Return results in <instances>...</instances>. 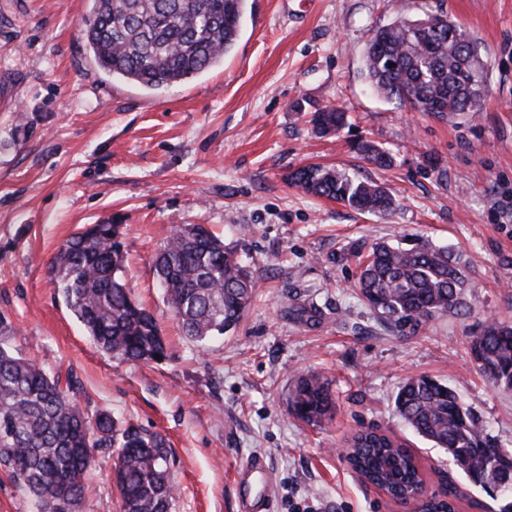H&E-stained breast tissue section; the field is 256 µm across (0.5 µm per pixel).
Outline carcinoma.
<instances>
[{
	"label": "carcinoma",
	"mask_w": 512,
	"mask_h": 512,
	"mask_svg": "<svg viewBox=\"0 0 512 512\" xmlns=\"http://www.w3.org/2000/svg\"><path fill=\"white\" fill-rule=\"evenodd\" d=\"M80 30L96 64L112 79L162 91L224 61L239 37L246 0H91ZM393 67H388L390 61ZM362 76L382 97L414 112L458 117L478 112L473 97L487 73L477 40L454 23L434 18H401L371 33ZM321 135L340 130L346 112L317 109L312 119ZM357 150L386 167L390 158L370 142ZM291 182L313 195L367 213L395 209L393 196L376 183L358 181L327 166L311 165ZM123 232L119 224H90L58 249L47 274L93 343L122 362L166 357L154 316L138 304L123 275ZM355 288L367 305L394 324L419 325L436 317L463 316L474 295L462 259L427 241L408 247L374 243L366 257L356 254ZM154 273L164 302L186 339L199 346L235 329L256 288L254 273L203 224H185L157 253ZM13 326L0 314V466L15 477L42 512H77L90 494L96 468L93 448L113 460L120 512H171L176 486L169 472L166 440L134 426L116 428L107 410H82L81 383L73 371H49L7 344ZM479 368L512 391V325L494 321L472 337ZM329 383L318 374L301 375L288 396L289 413L305 422L327 418ZM395 411L418 436L446 450L468 479L498 459L499 445L482 421L447 385L427 377L405 382ZM90 452L80 453L78 449ZM345 457L365 482L402 501L424 483L418 459L398 439L379 429L354 433Z\"/></svg>",
	"instance_id": "obj_1"
}]
</instances>
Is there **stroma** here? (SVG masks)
I'll list each match as a JSON object with an SVG mask.
<instances>
[{"label": "stroma", "mask_w": 512, "mask_h": 512, "mask_svg": "<svg viewBox=\"0 0 512 512\" xmlns=\"http://www.w3.org/2000/svg\"><path fill=\"white\" fill-rule=\"evenodd\" d=\"M90 0H0V313L23 357L73 370L81 407L118 427L161 434L178 494L172 512H240L239 466L263 458L269 512H398L349 468L345 439L378 427L406 440L430 488L449 476L457 512L493 501L394 409L410 378L448 385L512 451V391L469 353L488 319L512 323V0H248L222 65L160 92L112 80L79 29ZM446 15L478 41L488 70L480 112L451 121L387 100L361 75L373 30ZM348 125L317 135L316 109ZM386 151L379 169L355 146ZM327 165L395 196L363 214L291 185ZM123 225L125 277L158 320L167 356L120 362L98 349L47 276L60 245L89 224ZM203 224L252 267L259 288L243 320L206 349L186 340L153 275L160 247ZM425 239L461 255L474 310L392 326L357 294L355 252ZM320 373L331 416L288 411L295 378ZM78 512H120L112 459L97 452Z\"/></svg>", "instance_id": "1"}]
</instances>
